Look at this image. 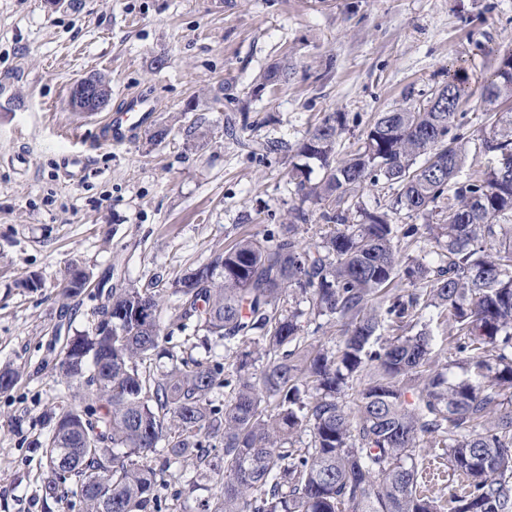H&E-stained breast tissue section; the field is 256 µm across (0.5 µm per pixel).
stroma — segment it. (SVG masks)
I'll use <instances>...</instances> for the list:
<instances>
[{
	"mask_svg": "<svg viewBox=\"0 0 512 512\" xmlns=\"http://www.w3.org/2000/svg\"><path fill=\"white\" fill-rule=\"evenodd\" d=\"M510 51L512 0H0V368L21 369L0 393V512H44L37 442L58 389L48 348L87 328L103 280L171 281L298 206L301 240L318 241L328 204L296 194L279 143L342 112L336 152H350L378 113L426 102L453 65L473 89L457 114L466 166L493 164L477 136L507 107L479 90ZM278 59L287 81L252 95ZM90 74L109 82L110 107L149 94L169 137L99 144L106 112L69 105ZM221 84L231 96L218 104ZM253 140L276 148L252 154ZM73 264L94 282L65 297ZM29 275L40 288L22 287ZM210 487L172 475L161 494L171 512H200Z\"/></svg>",
	"mask_w": 512,
	"mask_h": 512,
	"instance_id": "stroma-1",
	"label": "stroma"
}]
</instances>
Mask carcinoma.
<instances>
[{
    "mask_svg": "<svg viewBox=\"0 0 512 512\" xmlns=\"http://www.w3.org/2000/svg\"><path fill=\"white\" fill-rule=\"evenodd\" d=\"M287 79L275 63L256 89ZM470 95L465 70L450 71L425 103L379 113L341 158L344 113L308 131L297 149L304 163L288 176L303 198L334 203L321 215L334 230L321 241L302 243L309 218L294 208L278 232L214 252L189 285L182 275L109 290L92 329L55 356L61 389L40 441L44 508L162 512L163 474L176 463L181 478L201 472L220 448L224 473L204 512H439L421 491L416 449L428 446L457 476L448 512H512V117L480 138L495 164L459 180L466 149L455 121ZM481 96L512 102L511 52ZM381 179L397 188L392 204L350 223L351 193ZM402 210L445 216L427 225L433 261L406 252L420 228L394 223ZM90 280L71 266L63 293ZM404 280L415 289L402 290ZM170 295L176 319L194 326L192 348L222 340L229 364L162 345L158 315ZM291 297L340 323L335 348L307 341L302 312L285 307ZM145 305L156 315L149 324L133 318ZM430 307L469 374L436 368ZM119 311L124 322L108 328ZM247 340L258 351H238ZM220 391L222 408L211 400ZM306 432L310 442L294 447ZM150 455L162 465L144 462Z\"/></svg>",
    "mask_w": 512,
    "mask_h": 512,
    "instance_id": "carcinoma-1",
    "label": "carcinoma"
}]
</instances>
